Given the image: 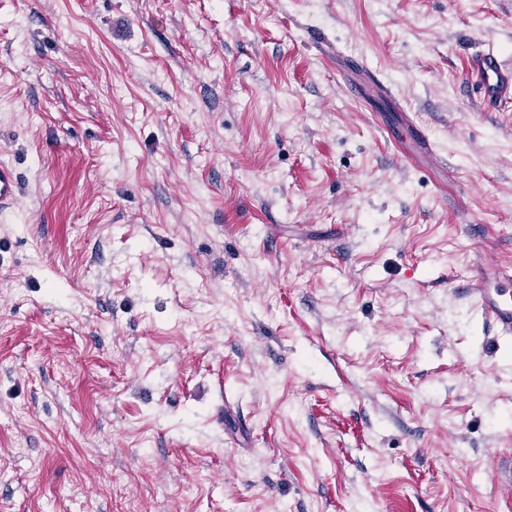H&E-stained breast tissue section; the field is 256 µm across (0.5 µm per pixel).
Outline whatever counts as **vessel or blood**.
I'll list each match as a JSON object with an SVG mask.
<instances>
[{"instance_id": "b4317fda", "label": "vessel or blood", "mask_w": 512, "mask_h": 512, "mask_svg": "<svg viewBox=\"0 0 512 512\" xmlns=\"http://www.w3.org/2000/svg\"><path fill=\"white\" fill-rule=\"evenodd\" d=\"M467 75L481 94L485 111L512 109V61L498 51L473 55ZM19 178L15 168L0 163V223H10L19 199ZM483 319L493 324L499 339L512 338V269L500 265L488 252L478 254L473 276L466 290Z\"/></svg>"}]
</instances>
